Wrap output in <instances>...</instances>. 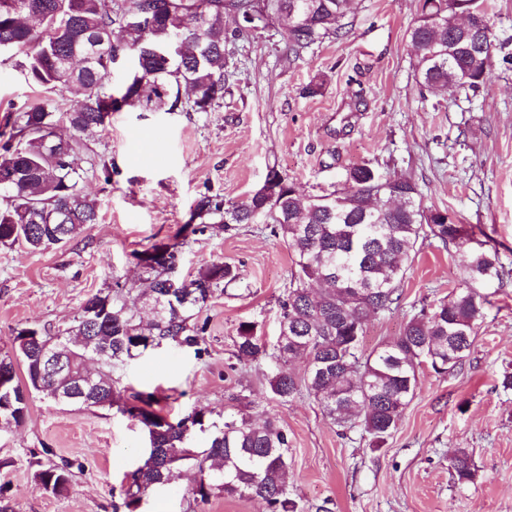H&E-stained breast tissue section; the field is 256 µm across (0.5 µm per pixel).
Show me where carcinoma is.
<instances>
[{
  "label": "carcinoma",
  "mask_w": 512,
  "mask_h": 512,
  "mask_svg": "<svg viewBox=\"0 0 512 512\" xmlns=\"http://www.w3.org/2000/svg\"><path fill=\"white\" fill-rule=\"evenodd\" d=\"M352 6L353 0H0V53L18 57L27 85L47 93L64 86L78 96L70 112L25 106L10 112L0 128V170L19 175L0 207V245L20 242L41 252L98 223L96 201L79 188L76 157L81 135L105 127L112 113L126 106L212 112L224 99L228 46L277 23L286 53L296 58L326 38L347 35ZM130 10H149L153 20L120 23ZM228 16L235 21L231 29L224 24ZM408 38L422 95L449 87L476 93L495 63L512 68V38H498L490 0H420ZM127 55L134 57V67L116 90L108 77L114 60ZM63 120L72 130L68 138L55 132ZM265 181L278 187L275 197L260 189L236 203L204 195L192 213L226 228L270 224L294 255L296 273L280 301L275 342L265 343L256 323L242 322L233 357L243 364L270 363L272 398L287 402L306 393L332 424L360 429L379 448L413 399L422 364L438 375L462 368L489 305L478 285L500 277L499 251L475 241L448 210L424 207L410 180L384 178L367 165L350 168L342 188L308 197L275 168ZM430 239L461 251L464 286L449 301L421 307L399 336L365 352L366 318L398 306L416 246ZM181 248L180 242L160 243L135 254L149 284L139 298L150 302V318L108 290L88 295L56 338L35 326L17 330L11 350L0 352V423L17 426L25 420L26 393L33 388L58 404L114 408L136 422L148 451L125 489L128 512H137L149 491L182 473L199 506L223 493L259 498L267 512H297L290 496V438L276 419L255 424L244 414H216L205 406L172 419L154 394L127 396L114 376L164 344L197 356L203 352L194 311L236 273L213 262L172 291L167 267L179 263ZM21 336L33 337L29 348L16 344ZM54 339L63 362L51 375L37 352L39 344ZM299 357L305 360L301 374L292 368ZM449 470L460 484L474 480L468 449L454 451ZM37 478L44 490L61 496L71 474L52 465Z\"/></svg>",
  "instance_id": "carcinoma-1"
}]
</instances>
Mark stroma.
I'll use <instances>...</instances> for the list:
<instances>
[{"label":"stroma","instance_id":"35a3bbf8","mask_svg":"<svg viewBox=\"0 0 512 512\" xmlns=\"http://www.w3.org/2000/svg\"><path fill=\"white\" fill-rule=\"evenodd\" d=\"M418 0H355L346 37L288 59L280 27L230 47L224 100L212 112L113 113L83 135L80 187L99 204V222L65 246L39 254L0 246V351L14 329L62 330L83 299L125 284L127 301L145 286L131 254L158 242L183 244L179 273L210 262L232 266L236 281L215 291L196 317L205 351L167 346L120 372L123 385L153 391L179 418L193 407H234L249 396L254 423L275 417L291 440L290 492L300 512H512V72L494 67L478 93L419 95L407 31ZM320 83L314 96L303 95ZM48 101L58 112L76 97L30 88L14 59L0 57V109ZM374 167L416 184L426 207L497 243L500 280L487 284L484 322L461 369L418 371L419 387L397 428L375 449L360 431L330 423L301 395L282 403L268 392V364L240 365L233 340L252 321L266 341L294 271L282 237L264 224L183 234L201 194L244 200L277 168L319 194L341 186L347 170ZM112 168L104 178L103 168ZM466 277L463 257L436 240L420 245L400 284L397 309L370 317L365 349L399 336L422 304L451 298ZM473 455L476 477L458 484L454 449ZM147 449L140 428L115 411L55 404L32 396L19 426L0 431V512H125L124 489ZM72 475L67 494L47 493L35 474L47 465ZM139 512H266L261 500L216 495L196 506L187 482L173 480Z\"/></svg>","mask_w":512,"mask_h":512}]
</instances>
